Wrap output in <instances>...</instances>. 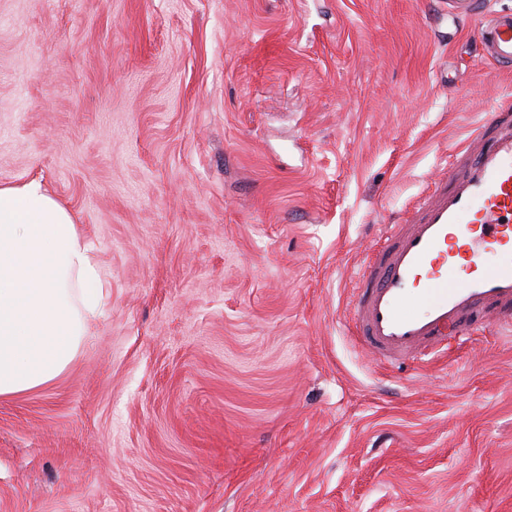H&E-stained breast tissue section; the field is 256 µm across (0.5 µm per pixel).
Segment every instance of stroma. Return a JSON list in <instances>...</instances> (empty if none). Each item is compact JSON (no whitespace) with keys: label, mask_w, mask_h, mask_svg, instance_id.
Returning a JSON list of instances; mask_svg holds the SVG:
<instances>
[{"label":"stroma","mask_w":512,"mask_h":512,"mask_svg":"<svg viewBox=\"0 0 512 512\" xmlns=\"http://www.w3.org/2000/svg\"><path fill=\"white\" fill-rule=\"evenodd\" d=\"M480 39L437 0H0V184L106 293L0 397V512H512V341L349 332L379 225L512 95Z\"/></svg>","instance_id":"stroma-1"}]
</instances>
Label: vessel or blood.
I'll use <instances>...</instances> for the list:
<instances>
[{"mask_svg": "<svg viewBox=\"0 0 512 512\" xmlns=\"http://www.w3.org/2000/svg\"><path fill=\"white\" fill-rule=\"evenodd\" d=\"M458 18L482 17L480 48L512 70V10L448 0ZM499 128L475 130L451 180L436 181L402 223L381 227L380 246L357 273V343L391 362L438 358L446 337L484 322L512 333V99L492 110Z\"/></svg>", "mask_w": 512, "mask_h": 512, "instance_id": "b4317fda", "label": "vessel or blood"}]
</instances>
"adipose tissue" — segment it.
<instances>
[{
	"label": "adipose tissue",
	"instance_id": "obj_1",
	"mask_svg": "<svg viewBox=\"0 0 512 512\" xmlns=\"http://www.w3.org/2000/svg\"><path fill=\"white\" fill-rule=\"evenodd\" d=\"M103 288L71 212L40 180L0 186V397L43 386L67 368Z\"/></svg>",
	"mask_w": 512,
	"mask_h": 512
}]
</instances>
